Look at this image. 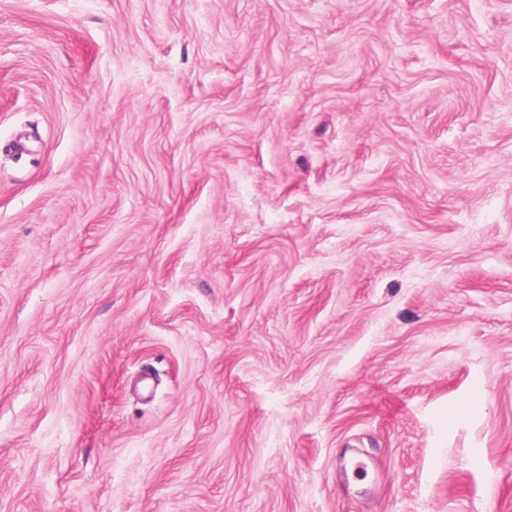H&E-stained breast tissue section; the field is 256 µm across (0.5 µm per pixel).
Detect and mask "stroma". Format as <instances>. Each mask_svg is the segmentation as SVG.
I'll return each instance as SVG.
<instances>
[{"label": "stroma", "mask_w": 512, "mask_h": 512, "mask_svg": "<svg viewBox=\"0 0 512 512\" xmlns=\"http://www.w3.org/2000/svg\"><path fill=\"white\" fill-rule=\"evenodd\" d=\"M0 512H512V0H0Z\"/></svg>", "instance_id": "1"}]
</instances>
